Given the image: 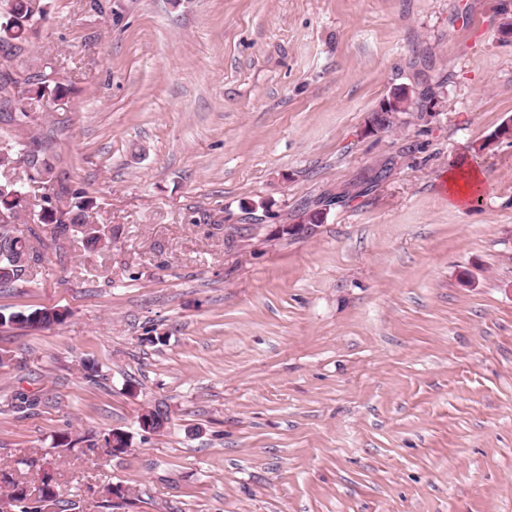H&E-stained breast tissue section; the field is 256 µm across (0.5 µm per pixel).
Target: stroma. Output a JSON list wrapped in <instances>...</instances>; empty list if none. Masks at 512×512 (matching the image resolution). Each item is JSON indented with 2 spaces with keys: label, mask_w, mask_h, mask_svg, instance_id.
<instances>
[{
  "label": "stroma",
  "mask_w": 512,
  "mask_h": 512,
  "mask_svg": "<svg viewBox=\"0 0 512 512\" xmlns=\"http://www.w3.org/2000/svg\"><path fill=\"white\" fill-rule=\"evenodd\" d=\"M33 4L11 66L67 93L27 134L114 238L17 224L42 264L0 312L70 315L0 325V466L36 459L30 486L51 468L77 512L111 483L120 512H512V0ZM429 84L432 119L367 132ZM463 158L486 189L455 209L438 180ZM112 429L126 453L55 444ZM35 316L39 321V325L31 323V318ZM6 317V316H5ZM7 321L25 325L31 328H44L53 324H61L65 316L57 314L54 310L48 311L45 309H34L27 312H17L6 317Z\"/></svg>",
  "instance_id": "stroma-1"
}]
</instances>
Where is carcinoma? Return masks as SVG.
Segmentation results:
<instances>
[{
    "instance_id": "cac0c4a2",
    "label": "carcinoma",
    "mask_w": 512,
    "mask_h": 512,
    "mask_svg": "<svg viewBox=\"0 0 512 512\" xmlns=\"http://www.w3.org/2000/svg\"><path fill=\"white\" fill-rule=\"evenodd\" d=\"M47 20V12L40 11L32 14L31 0H7L6 9L0 13V54L14 58L22 54L28 42V35L31 32L36 20ZM24 79L28 85L24 97L19 101L12 100L7 96V87ZM66 89L58 83H53L50 74L45 71H37L23 76L13 70H0V122H4L17 129H22L33 121L34 113L43 103L47 96L55 98L63 97ZM439 98L434 87L426 88L416 100L415 104L407 106L409 112L427 111V103ZM25 148V144L17 139L0 141V210L3 212H16L24 214L30 205L28 187L38 179L31 175L22 177L12 170L5 172L6 163L15 158L17 153ZM31 150L38 153V162L41 173L52 174L53 183L49 192L42 196L40 211L36 213V224L55 225V238H76L87 250H106L112 245V230L102 227L101 224L93 221L91 211L97 207L96 198L86 190H71L61 179L55 175V167L43 147H31ZM65 196L76 199L73 206L65 209L68 223H63L57 217V211L52 207L50 198L59 202ZM335 200L332 198L318 202L313 209H305L304 224H320L324 221L326 212L324 207L332 206ZM25 258L35 263L41 261V255L34 250L29 241L16 235L14 225H0V268H11V273L1 274L0 283L6 286L19 281H25L29 275L25 273L24 266L16 264L17 259ZM40 321L39 327H49L53 324H60L65 316L45 309H34L27 312H17L9 315L7 321L34 327L31 318ZM86 443V450L93 453L97 448L106 449V454H112V447L128 448L131 444L130 436L125 432H107L103 435L89 434L80 438ZM34 467V461L20 458L14 461V466L0 468V483L9 487V493L16 496L20 501L31 499L32 492L29 491L27 481L23 476L22 467ZM49 499L53 502V512H70L76 508V503L63 499L61 486L55 475L47 474L41 480L37 489V499Z\"/></svg>"
}]
</instances>
